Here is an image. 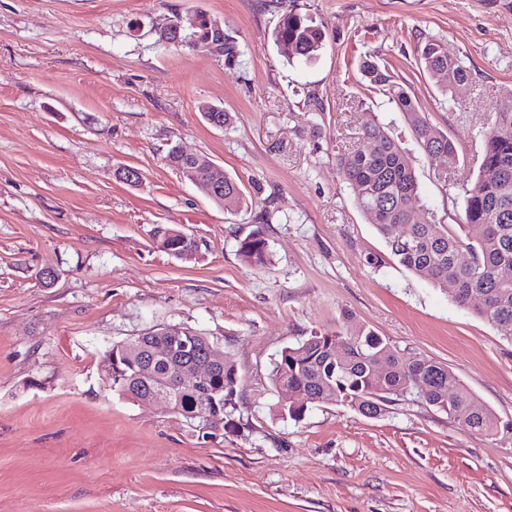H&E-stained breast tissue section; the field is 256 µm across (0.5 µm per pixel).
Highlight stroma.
<instances>
[{
	"instance_id": "1",
	"label": "stroma",
	"mask_w": 512,
	"mask_h": 512,
	"mask_svg": "<svg viewBox=\"0 0 512 512\" xmlns=\"http://www.w3.org/2000/svg\"><path fill=\"white\" fill-rule=\"evenodd\" d=\"M292 8L326 32L314 62L273 44ZM200 12L237 39V63L159 42ZM431 37L472 72L456 105L416 64ZM369 55L476 174L480 131L512 92V0H0V512H512V339L451 289L370 266L385 243L338 173L374 111L435 220L461 222L438 160L361 85ZM207 105L231 128L208 124ZM174 144L239 179L252 209L227 213L180 177L165 160ZM124 167L140 181L120 180ZM159 224L193 236L197 254L158 248ZM256 229L271 251L261 270L237 255ZM345 313L405 358L448 366L502 430L477 435L409 399L377 418L334 402L282 415L274 361ZM163 325L235 364V431L206 436L105 382L114 344Z\"/></svg>"
}]
</instances>
